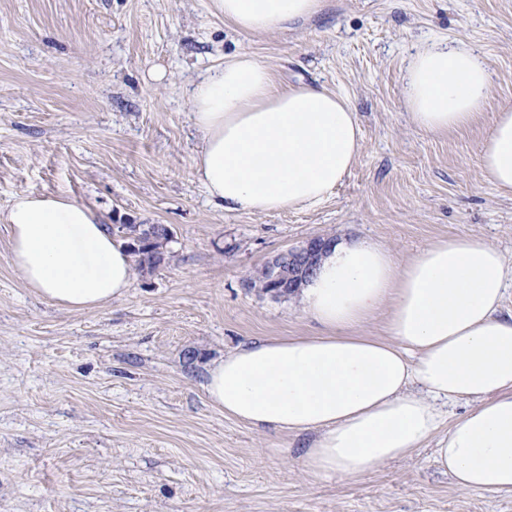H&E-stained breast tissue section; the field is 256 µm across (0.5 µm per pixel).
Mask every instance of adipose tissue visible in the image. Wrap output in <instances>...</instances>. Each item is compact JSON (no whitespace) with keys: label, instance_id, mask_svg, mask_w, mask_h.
Masks as SVG:
<instances>
[{"label":"adipose tissue","instance_id":"obj_1","mask_svg":"<svg viewBox=\"0 0 512 512\" xmlns=\"http://www.w3.org/2000/svg\"><path fill=\"white\" fill-rule=\"evenodd\" d=\"M244 34L288 31L327 0H211ZM494 87L464 41L435 37L412 56L402 94L413 123L440 135L470 126ZM203 146L195 172L229 212L266 214L323 202L363 149L349 99L325 85L280 87L240 54L208 70L189 95ZM485 177L512 194V107L496 112L480 146ZM0 222L26 288L82 311L122 298L130 253L95 212L62 195H18ZM512 266L496 248L439 241L401 263L383 245L333 242L301 288L317 336L246 343L214 361L209 402L255 426L312 432L302 463L315 477H358L436 438V461L475 492L512 493ZM386 312V337L361 327ZM439 400L471 408L442 429Z\"/></svg>","mask_w":512,"mask_h":512}]
</instances>
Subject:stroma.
Wrapping results in <instances>:
<instances>
[{"mask_svg": "<svg viewBox=\"0 0 512 512\" xmlns=\"http://www.w3.org/2000/svg\"><path fill=\"white\" fill-rule=\"evenodd\" d=\"M432 34L465 40L495 76L482 120L444 135L420 131L402 98ZM244 52L281 86L326 85L358 113L363 151L315 207L227 212L195 174L186 89ZM507 106L512 0H328L258 35L209 0H0V214L22 193L63 194L121 242L126 224L173 234L124 297L72 312L25 287L0 223V512H512L510 495L456 486L431 439L357 478L313 477L301 453L314 433L239 422L205 391L208 365L243 343L320 333L299 295L247 282L310 238H365L404 263L471 237L512 261V194L479 159Z\"/></svg>", "mask_w": 512, "mask_h": 512, "instance_id": "1", "label": "stroma"}]
</instances>
